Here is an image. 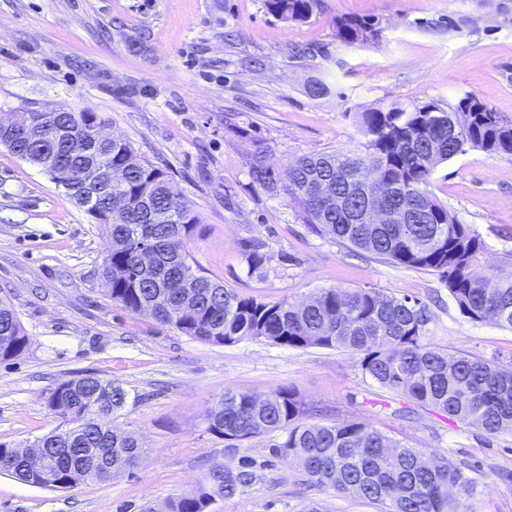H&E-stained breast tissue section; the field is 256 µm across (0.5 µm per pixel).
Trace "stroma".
I'll list each match as a JSON object with an SVG mask.
<instances>
[{
    "label": "stroma",
    "mask_w": 512,
    "mask_h": 512,
    "mask_svg": "<svg viewBox=\"0 0 512 512\" xmlns=\"http://www.w3.org/2000/svg\"><path fill=\"white\" fill-rule=\"evenodd\" d=\"M378 22L345 44L334 22ZM321 82L329 92L310 97ZM473 95L512 120V0H320L303 22L266 0H0V116L66 107L163 169L199 216L187 242L205 275L244 297L301 303L320 288L375 290L426 304L431 346L512 365V330L460 313L438 272L360 252L305 224L286 195L250 176L256 149L276 173L298 156L361 142L358 112ZM436 200L470 227L484 266L512 275V155L468 150L433 172ZM268 260L249 271L253 242ZM108 239L70 194L0 145V298L30 343L0 361V443L32 444L57 425L50 388L88 374L128 393L115 424L146 454L112 480L52 490L0 473V512H164L207 485L213 463L253 462V483L206 512H380L307 485L268 437L206 429L226 389L294 388L309 422H363L425 458L475 463L471 512H512V431L485 433L379 387L358 354L266 340L204 344L113 304L102 279Z\"/></svg>",
    "instance_id": "1"
}]
</instances>
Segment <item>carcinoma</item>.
<instances>
[{
    "instance_id": "carcinoma-1",
    "label": "carcinoma",
    "mask_w": 512,
    "mask_h": 512,
    "mask_svg": "<svg viewBox=\"0 0 512 512\" xmlns=\"http://www.w3.org/2000/svg\"><path fill=\"white\" fill-rule=\"evenodd\" d=\"M318 0H267L282 19L305 21ZM336 38L345 44L366 42L380 30L372 19H336ZM75 112H37L41 138H29L0 120V143L37 167L43 158L55 166L82 171L110 165L123 173L112 190L127 206L102 225L112 247L103 279L112 302L175 328L207 344L232 345L264 339L277 345L336 348L362 354L361 368L373 382L401 393L421 406L434 407L494 435L512 430V369L442 352L424 342L430 315L418 301L376 291L322 288L301 305L286 300L270 304L243 297L200 273L182 247L197 231L199 217L182 200L166 172L135 154L128 142L93 143L73 124ZM72 126L75 138L55 135ZM366 141L344 152L302 155L275 174L267 154L253 156V181L272 194L284 193L297 204L307 224L361 251L393 264L440 273L461 313L473 321L512 328V277L478 272L482 243L469 227L428 191L439 164L467 149L512 154V121L474 96L447 108L435 102L411 103L358 113ZM376 179L388 188L379 204L404 215L400 224H361L354 218L362 202L354 195L363 181ZM175 209L177 219L158 222L149 210ZM156 254V275L141 276L139 248ZM29 343L12 307L0 300V359L9 360ZM65 394L53 388L46 398L61 423L41 436L46 458L56 465L45 481L17 461L19 448L0 444V465L31 486L68 490L105 482L139 462L142 447L132 433L112 425L125 407L128 392L93 375L67 381ZM306 408L297 393L283 387L264 397L228 389L212 410L207 431L227 440L270 436V447L296 457L316 487L355 493L382 506V512H448V488L457 489L461 512L473 492L464 463L450 468L418 451L392 442L361 422L332 425L301 422ZM282 435L277 436L275 432ZM86 448L98 454L84 459ZM251 463L229 469L210 467L208 489L170 501L168 512H204L216 497L236 495L253 479Z\"/></svg>"
}]
</instances>
